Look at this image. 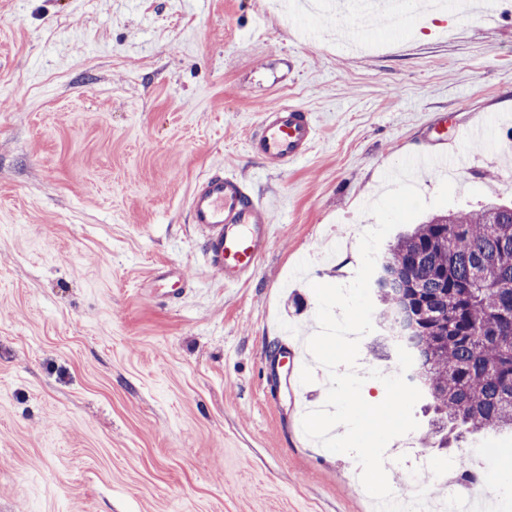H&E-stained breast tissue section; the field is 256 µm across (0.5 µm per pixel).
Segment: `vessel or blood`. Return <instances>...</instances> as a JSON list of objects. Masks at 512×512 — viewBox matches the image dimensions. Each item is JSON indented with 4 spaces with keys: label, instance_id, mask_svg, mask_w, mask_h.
I'll return each mask as SVG.
<instances>
[{
    "label": "vessel or blood",
    "instance_id": "vessel-or-blood-1",
    "mask_svg": "<svg viewBox=\"0 0 512 512\" xmlns=\"http://www.w3.org/2000/svg\"><path fill=\"white\" fill-rule=\"evenodd\" d=\"M317 136L309 111L281 106L260 111L248 146L267 163L285 166L305 158ZM188 214L203 230L205 254L225 284L248 281L271 237L272 212L263 198L236 174L215 173L196 183Z\"/></svg>",
    "mask_w": 512,
    "mask_h": 512
}]
</instances>
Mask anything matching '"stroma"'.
<instances>
[{
  "instance_id": "obj_1",
  "label": "stroma",
  "mask_w": 512,
  "mask_h": 512,
  "mask_svg": "<svg viewBox=\"0 0 512 512\" xmlns=\"http://www.w3.org/2000/svg\"><path fill=\"white\" fill-rule=\"evenodd\" d=\"M313 113L301 161L248 152L259 111ZM493 121L484 146L465 131ZM471 155L455 207L512 202V0L420 15L352 49L326 7L276 0H0V512H374L348 454L299 431L316 365L272 347L316 330L312 283L361 263V208L411 154ZM230 171L275 204L254 277L228 286L190 224L194 184ZM183 270L179 296L151 275ZM393 439L406 495L428 416ZM487 476L512 431L468 436Z\"/></svg>"
}]
</instances>
